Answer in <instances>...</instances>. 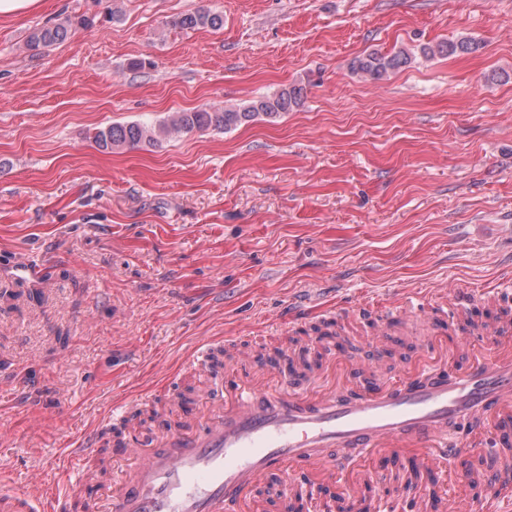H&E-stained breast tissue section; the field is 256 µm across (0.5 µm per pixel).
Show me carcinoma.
Wrapping results in <instances>:
<instances>
[{
  "label": "carcinoma",
  "instance_id": "cac0c4a2",
  "mask_svg": "<svg viewBox=\"0 0 512 512\" xmlns=\"http://www.w3.org/2000/svg\"><path fill=\"white\" fill-rule=\"evenodd\" d=\"M94 19L86 16L67 15L57 22L34 29L27 37L26 45L31 50H40L65 41L78 30L89 27ZM224 18L217 12L202 8L185 13L172 21V26L181 30L200 27L220 29ZM478 43L469 38L456 41H443L434 47H423L425 56L462 55L475 51ZM415 60V53L400 48L389 53L373 50L354 60L353 71L372 80H381L388 74L403 70ZM304 88L290 85L272 95H261L237 106L225 109H196L187 112H175L158 123L126 122L113 123L95 134V142L104 150L135 147L141 144L157 145L163 140L179 134L193 131H229L240 125L252 122L260 117L275 119L303 101Z\"/></svg>",
  "mask_w": 512,
  "mask_h": 512
}]
</instances>
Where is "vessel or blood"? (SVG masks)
<instances>
[{
	"label": "vessel or blood",
	"mask_w": 512,
	"mask_h": 512,
	"mask_svg": "<svg viewBox=\"0 0 512 512\" xmlns=\"http://www.w3.org/2000/svg\"><path fill=\"white\" fill-rule=\"evenodd\" d=\"M428 305L410 293L389 315L407 321ZM461 343L495 352L460 367L426 364L403 379L358 364L351 396L335 387L311 392L283 376L269 381L245 350L220 366L211 346L202 345L189 367L227 376L223 392L210 397L209 418L191 430L169 431L155 447L129 430L105 451L103 433H90L69 451L76 469L55 512H247L254 488L270 479L336 485L339 462L350 459L372 461L374 481L394 455L447 483L449 458L464 461L512 444V323L468 332ZM465 422L466 438L452 437L450 427ZM510 488L506 471L480 512H501ZM0 512H35L31 490L1 493Z\"/></svg>",
	"instance_id": "vessel-or-blood-1"
}]
</instances>
